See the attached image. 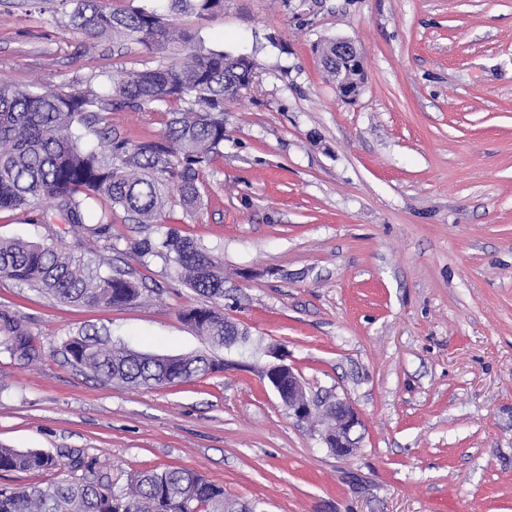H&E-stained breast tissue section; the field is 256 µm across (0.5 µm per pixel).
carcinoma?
Listing matches in <instances>:
<instances>
[{"mask_svg": "<svg viewBox=\"0 0 512 512\" xmlns=\"http://www.w3.org/2000/svg\"><path fill=\"white\" fill-rule=\"evenodd\" d=\"M174 15L202 17L224 8V0H169ZM68 25L118 45L167 49L188 43L191 35L156 9L130 7L124 0H76ZM255 62L218 50L197 51L174 63L129 69L119 77L82 90L42 91L0 81V210H21L42 198L53 200L40 224L59 220L70 227L87 223L101 206L97 232L112 225V210H123L136 224H160L166 218L171 187L187 211L203 203L207 170L224 153V101L237 98L253 83ZM117 112H156L162 135L133 141L112 123ZM127 253L146 266L155 257L173 261L178 275L205 297H224V270L200 242L175 228L158 237L129 238ZM0 275L38 288L75 306L123 307L137 301L143 285L121 273L101 274L57 237L49 243L0 239ZM182 320L215 347L246 335L220 311L192 306ZM63 352L75 366L106 381L162 387L221 372L224 362L201 353L158 356L79 334ZM64 467L39 450L0 447L1 471L39 472ZM189 486L193 494L182 497ZM246 502L224 495V486L193 470L168 467L132 476L130 491L117 494L105 477L62 479L47 486H0V512H243Z\"/></svg>", "mask_w": 512, "mask_h": 512, "instance_id": "obj_1", "label": "carcinoma"}]
</instances>
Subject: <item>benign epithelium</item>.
Returning a JSON list of instances; mask_svg holds the SVG:
<instances>
[{"mask_svg":"<svg viewBox=\"0 0 512 512\" xmlns=\"http://www.w3.org/2000/svg\"><path fill=\"white\" fill-rule=\"evenodd\" d=\"M360 53L356 46L347 40L336 41V69L338 71L359 70ZM274 362L265 367L264 378L276 391L288 414L298 422L314 418L325 410L336 416V421H327L321 432L324 444L337 457H345L357 448L358 439L354 432L361 424L358 412L345 400L318 398L307 394L301 379L284 363L285 353L276 348L270 351Z\"/></svg>","mask_w":512,"mask_h":512,"instance_id":"1","label":"benign epithelium"}]
</instances>
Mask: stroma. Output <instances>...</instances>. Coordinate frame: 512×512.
<instances>
[{"label": "stroma", "mask_w": 512, "mask_h": 512, "mask_svg": "<svg viewBox=\"0 0 512 512\" xmlns=\"http://www.w3.org/2000/svg\"><path fill=\"white\" fill-rule=\"evenodd\" d=\"M175 22L194 47L257 64L226 106L203 206L167 210L223 266L224 295L125 255L140 230L120 210L111 241L86 236L82 254L147 283L131 305L73 306L0 275V445L116 491L188 468L258 512H512V0H224ZM327 39L360 51L354 102L324 71ZM170 61L0 0V80L81 90ZM50 205L1 211L0 239L50 241L34 221ZM205 305L247 342L211 349L179 316ZM81 331L155 355L210 349L224 369L104 382L62 352ZM275 347L307 390L358 411L353 454L334 456L261 380Z\"/></svg>", "instance_id": "stroma-1"}]
</instances>
